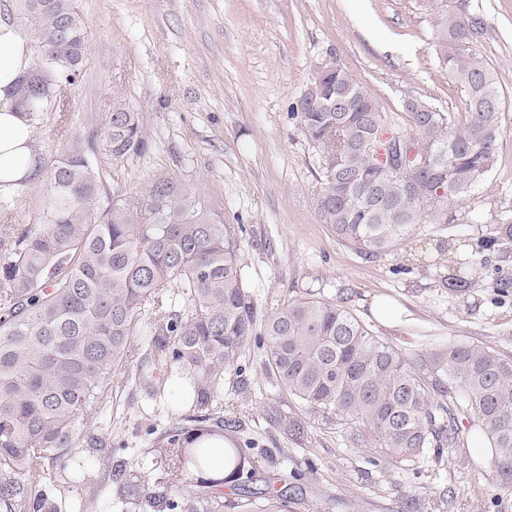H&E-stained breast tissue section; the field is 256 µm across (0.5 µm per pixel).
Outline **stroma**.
Listing matches in <instances>:
<instances>
[{
    "label": "stroma",
    "mask_w": 512,
    "mask_h": 512,
    "mask_svg": "<svg viewBox=\"0 0 512 512\" xmlns=\"http://www.w3.org/2000/svg\"><path fill=\"white\" fill-rule=\"evenodd\" d=\"M466 5L484 27L467 44L493 68L502 95L496 163L467 197L422 216L394 250L366 257L339 242L314 206L320 186L316 150L290 108L314 69L333 57L406 127V100L421 99L461 116L464 94L439 59L446 12ZM89 53L70 93L75 122L104 118L113 91L141 112L148 153L107 168L103 199L140 195L157 172L197 188L212 211L239 227L238 263L259 316L305 295L346 299L378 336L407 353L473 342L512 356V253L460 269L470 288L448 289L445 241L471 252L488 225L512 223V0H79ZM401 309L385 325L372 315L376 297ZM250 347L239 373L224 381V417L234 440L258 448L268 469L306 471L298 512H401L414 494L421 512H512V487L500 485L485 440L461 417L468 464L445 456L415 469L373 466L376 445L351 439L352 427L306 409L283 394ZM124 412L111 426L113 411ZM305 423L301 438L284 433L280 414ZM102 425L113 443L150 478V452L167 414L145 387L119 393Z\"/></svg>",
    "instance_id": "obj_1"
}]
</instances>
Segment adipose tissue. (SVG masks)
<instances>
[{
    "mask_svg": "<svg viewBox=\"0 0 512 512\" xmlns=\"http://www.w3.org/2000/svg\"><path fill=\"white\" fill-rule=\"evenodd\" d=\"M30 65L28 41L11 22L0 21V178L21 177L33 163L29 125L14 109L10 92Z\"/></svg>",
    "mask_w": 512,
    "mask_h": 512,
    "instance_id": "obj_1",
    "label": "adipose tissue"
}]
</instances>
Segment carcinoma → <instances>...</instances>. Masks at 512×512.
<instances>
[{"label":"carcinoma","mask_w":512,"mask_h":512,"mask_svg":"<svg viewBox=\"0 0 512 512\" xmlns=\"http://www.w3.org/2000/svg\"><path fill=\"white\" fill-rule=\"evenodd\" d=\"M6 9L18 13L37 55L16 81L14 105L34 134L52 115L63 148L35 153L28 174L0 183L18 194L45 173L49 184L31 224L12 223L15 198L0 191V512H67L63 497L34 478L52 486L58 477L85 479L78 448L114 459L120 484L101 482L97 492L142 512H294L305 503V474L290 473L291 493L275 489L283 476H261L249 444L224 438V475L193 476L210 466L214 449L190 444L232 428L215 415L224 377L261 343L280 390L363 426L354 441L376 443L396 464L463 454L459 416H473L500 484L512 485V356L466 342L409 356L376 338L343 301L298 298L258 323L235 227L194 187L158 172L139 196L100 204V159L123 167L149 143L141 112L118 92L105 119L71 123L70 91L89 51L77 0H13ZM444 26L440 54L467 97L462 124L419 99L406 110L411 131L393 127L333 57L292 107L317 151V215L365 256L395 247L423 214L469 195L495 164L501 96L492 70L459 43L481 20L459 13ZM382 134L425 146L427 159H393L378 143ZM509 252L512 224L494 225L477 249ZM136 338L145 356L133 368L127 351ZM182 378L190 410L152 442L162 473L152 481L116 455L99 418L119 386L134 381L156 399Z\"/></svg>","instance_id":"cac0c4a2"}]
</instances>
